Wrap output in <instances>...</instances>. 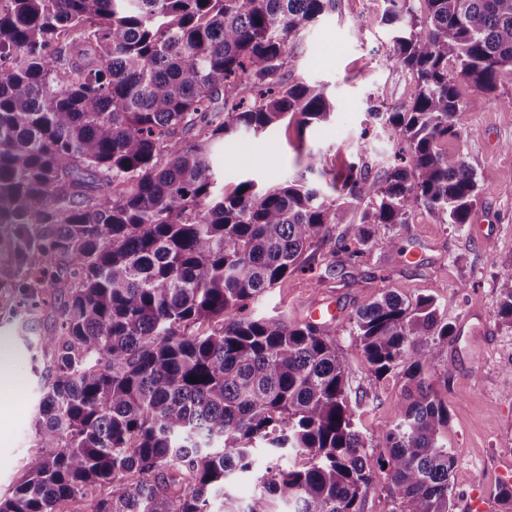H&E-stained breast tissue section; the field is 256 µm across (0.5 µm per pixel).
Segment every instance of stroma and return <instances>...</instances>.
<instances>
[{"mask_svg":"<svg viewBox=\"0 0 512 512\" xmlns=\"http://www.w3.org/2000/svg\"><path fill=\"white\" fill-rule=\"evenodd\" d=\"M383 8V0H340L335 12L294 40L290 82L321 86L336 112L301 134L283 121L258 136L241 132L216 141L213 166L225 191L245 180L264 190L297 176L325 187L324 177L306 169L310 151L339 172L347 162H366L372 177L382 179L398 146L392 132L369 116L367 100L403 108L414 90L408 74L386 58L391 27L381 20ZM461 91L465 110L448 148L461 152L477 173L480 203L469 223L445 224L429 209L416 208L407 223L372 225L364 257L353 266L329 244L312 246L306 269L271 288L254 313L301 324L310 322L314 309H334L329 335L349 358V400L361 431L371 436L394 420L406 367L377 376L358 350L349 319L388 289L408 300L433 296L455 326L427 371L448 406V445L458 452L454 512H472L476 499L483 512H503L496 493L512 480V324L499 315L498 274L512 265V107L501 98L512 96V75L501 76L496 97L467 85ZM331 263L348 265V275L322 278ZM8 309L0 290V340L17 377L16 390L0 391V494L15 485L37 451L31 426L39 397L36 364L17 326L7 322Z\"/></svg>","mask_w":512,"mask_h":512,"instance_id":"obj_1","label":"stroma"}]
</instances>
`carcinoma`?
<instances>
[{
    "instance_id": "cac0c4a2",
    "label": "carcinoma",
    "mask_w": 512,
    "mask_h": 512,
    "mask_svg": "<svg viewBox=\"0 0 512 512\" xmlns=\"http://www.w3.org/2000/svg\"><path fill=\"white\" fill-rule=\"evenodd\" d=\"M383 2L387 58L414 92L370 111L407 156L377 181L308 153L329 201L302 177L217 191L210 146L331 118L323 89L286 68L337 0H0V288L26 328L60 298L40 337L39 451L0 512H212L219 494L225 512H364L379 472L397 512H452L457 455L427 371L454 325L433 296L388 290L350 318L376 375L409 362L395 419L369 439L325 328L249 311L316 241L357 261L373 224L423 205L461 225L479 203L475 171L444 143L460 85L493 95L512 72V0ZM500 278L512 323V266ZM259 453L288 463L240 508L227 489Z\"/></svg>"
}]
</instances>
